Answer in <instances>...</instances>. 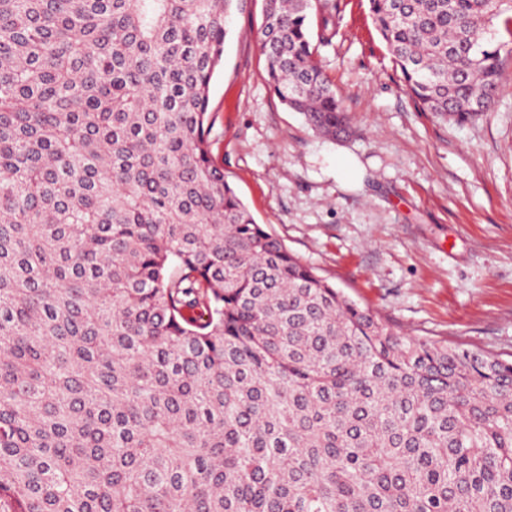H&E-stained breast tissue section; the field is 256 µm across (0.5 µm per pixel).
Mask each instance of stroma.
I'll list each match as a JSON object with an SVG mask.
<instances>
[{"instance_id": "stroma-1", "label": "stroma", "mask_w": 512, "mask_h": 512, "mask_svg": "<svg viewBox=\"0 0 512 512\" xmlns=\"http://www.w3.org/2000/svg\"><path fill=\"white\" fill-rule=\"evenodd\" d=\"M265 0H241L209 89L214 165L256 223L403 334L512 360V64L490 112L420 111L368 16L340 0L318 48L352 135L328 140L270 91Z\"/></svg>"}]
</instances>
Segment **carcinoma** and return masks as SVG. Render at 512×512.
I'll return each mask as SVG.
<instances>
[{
    "instance_id": "1",
    "label": "carcinoma",
    "mask_w": 512,
    "mask_h": 512,
    "mask_svg": "<svg viewBox=\"0 0 512 512\" xmlns=\"http://www.w3.org/2000/svg\"><path fill=\"white\" fill-rule=\"evenodd\" d=\"M240 0H0V512H512V362L405 336L209 156ZM424 112L489 111L512 0H368ZM267 82L349 132L309 15ZM502 23L505 40L488 37Z\"/></svg>"
}]
</instances>
